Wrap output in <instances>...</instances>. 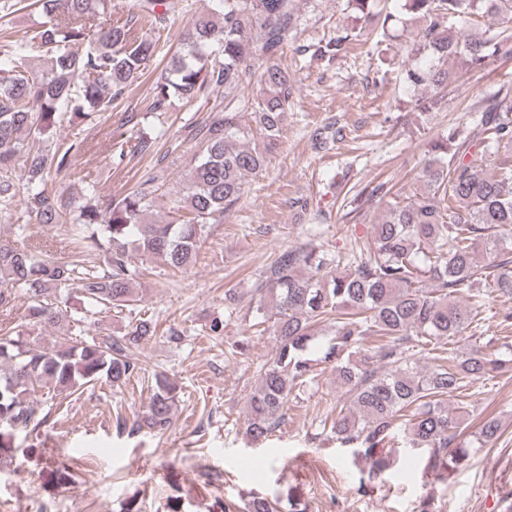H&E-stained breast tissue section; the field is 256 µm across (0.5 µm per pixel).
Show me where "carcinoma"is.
I'll use <instances>...</instances> for the list:
<instances>
[{"label": "carcinoma", "mask_w": 512, "mask_h": 512, "mask_svg": "<svg viewBox=\"0 0 512 512\" xmlns=\"http://www.w3.org/2000/svg\"><path fill=\"white\" fill-rule=\"evenodd\" d=\"M111 2L33 0L41 21L27 37L3 36L0 46V213L11 216L20 207L22 216L47 225L71 219L86 239V254L106 252L107 269L100 273L80 258H57L0 238V309L13 308L20 288L27 295L26 317L44 328L76 322L93 309L133 306L132 283L140 272L127 261L131 250L176 269L194 265L206 225L238 202L245 178L261 171L276 147L295 89L293 75L279 63L297 34L295 0H220L221 22L208 13L197 16L154 86L153 112L165 111L173 97L187 103L224 98L196 126L206 150L189 170L175 219L150 218L162 182L158 171L123 195L101 204L91 198L75 212L56 178L87 144L58 139V126L67 114L92 124L112 111L156 57L159 39L137 33L140 18L175 23L167 0H133L126 18L104 23ZM403 8L427 21L402 73L405 88H432L418 102L423 112L439 108L448 84L493 57L512 55V0H404ZM473 16L489 19V36L461 37L448 29L449 19ZM354 40L338 30L296 52L337 59ZM450 57L464 69H448ZM254 75L262 94L248 103L239 93ZM248 109L253 127L242 122ZM155 144L140 130L133 140H111L107 153L121 162L131 153L153 154ZM419 181V190L403 199L386 182L354 196L359 211L385 201L387 218L349 256L335 257L310 243L289 249L252 288L256 313L270 323L276 348L249 395L245 434L259 442L281 426L294 390L314 382L318 363L330 362L349 401L336 411L330 433L365 463L358 487L363 493L396 463L401 444L422 450L426 473L437 483L447 481L470 458L463 421L448 401L463 396L470 382L512 368V358L481 336L486 292L512 297V91L498 94L494 107L471 125L435 140ZM461 292L469 294V304L459 300ZM74 295L81 310L70 315L61 303ZM467 331L474 339L468 352L445 348L446 339ZM154 334L151 322L140 318L120 337L50 349L20 334L1 337L0 457L17 451V433L45 422L33 405L38 391L66 399L102 379L121 386L137 370L129 350ZM370 338L375 344L365 345ZM415 355L429 364L420 367ZM177 393L176 384L155 380L145 416L131 432L167 429ZM281 509L279 497L224 502V512Z\"/></svg>", "instance_id": "obj_1"}]
</instances>
